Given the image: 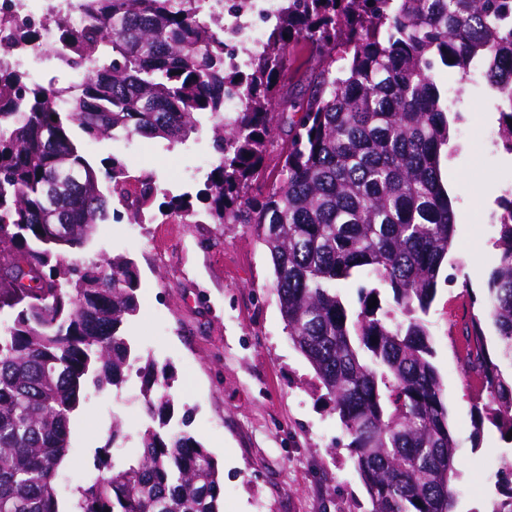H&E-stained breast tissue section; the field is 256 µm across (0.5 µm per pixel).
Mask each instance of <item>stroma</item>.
Masks as SVG:
<instances>
[{
    "label": "stroma",
    "mask_w": 512,
    "mask_h": 512,
    "mask_svg": "<svg viewBox=\"0 0 512 512\" xmlns=\"http://www.w3.org/2000/svg\"><path fill=\"white\" fill-rule=\"evenodd\" d=\"M439 81L462 115L441 164L456 211L455 248L445 278L423 317L443 385L448 424L459 440L454 512H493L505 498L497 475L512 460V442L493 425L474 434L473 407L483 393L456 352L463 319L479 313L497 256L498 197L512 188V153L499 139L496 96L481 76L459 83L439 69ZM179 144L141 136L93 140L74 130L93 162L121 160L130 176L151 174L152 204L130 223L118 198L110 218L77 252L81 261L130 258L137 271L139 309L122 328L143 356L167 368L174 430L200 441L224 472L222 512H369L334 402L313 368L293 346L272 287L269 254L238 224L210 223L201 198L218 163L212 120ZM187 198L194 223L168 213L169 197ZM137 372L120 390L89 392L73 417L71 450L60 477L70 502L108 444L113 422L126 435L124 455L135 453L150 423Z\"/></svg>",
    "instance_id": "stroma-1"
}]
</instances>
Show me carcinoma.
Masks as SVG:
<instances>
[{"label":"carcinoma","mask_w":512,"mask_h":512,"mask_svg":"<svg viewBox=\"0 0 512 512\" xmlns=\"http://www.w3.org/2000/svg\"><path fill=\"white\" fill-rule=\"evenodd\" d=\"M80 12L57 22L54 47L74 81L30 84L0 69V312L14 314L0 326V512H220L224 474L202 443L169 428L167 371L149 358L142 396L158 428L140 435L137 462L116 470L100 449L68 511L56 484L87 383L118 389L140 360L122 332L138 309L133 262L72 258L109 218L72 126L95 140L175 145L200 112L214 120L219 154L210 221L241 224L268 250L288 335L334 401L370 512H453L457 443L416 316L435 298L456 224L441 173L452 107L435 67L461 82L481 72L500 97L512 153V0H282L244 71L224 67L223 30L198 0H81ZM301 41L313 63L291 97L282 76ZM338 46L348 60L339 73ZM226 94L239 96L240 111L224 112ZM274 154L282 179L258 200L250 190ZM104 175L113 195H127L121 162ZM137 182L134 222L154 193L151 177ZM498 205L497 261L461 338L460 360L487 391L475 439L486 420L512 431V374L502 370L512 364V191ZM354 276L374 283L356 308L338 292ZM396 309L407 320L392 325ZM498 477L508 501L494 512H512V465Z\"/></svg>","instance_id":"obj_1"}]
</instances>
